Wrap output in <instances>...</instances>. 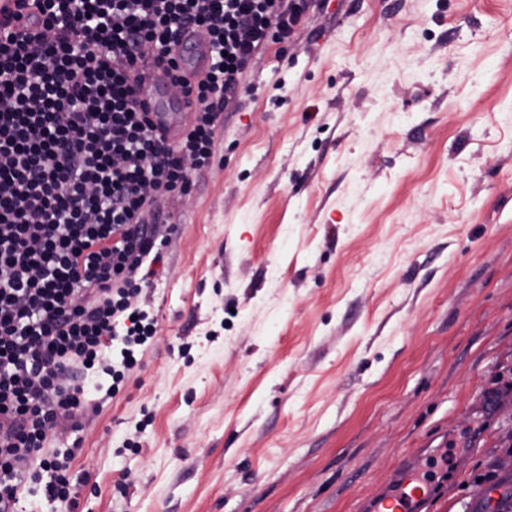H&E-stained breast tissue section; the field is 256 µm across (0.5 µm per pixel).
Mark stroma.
I'll list each match as a JSON object with an SVG mask.
<instances>
[{"label":"stroma","instance_id":"stroma-1","mask_svg":"<svg viewBox=\"0 0 512 512\" xmlns=\"http://www.w3.org/2000/svg\"><path fill=\"white\" fill-rule=\"evenodd\" d=\"M78 432L73 512H423L512 493V0H322L250 68ZM492 471L496 490L478 482ZM418 462L415 454L404 453L391 476V489L366 499L361 512H421L431 482L422 475Z\"/></svg>","mask_w":512,"mask_h":512}]
</instances>
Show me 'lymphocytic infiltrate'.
<instances>
[{
	"mask_svg": "<svg viewBox=\"0 0 512 512\" xmlns=\"http://www.w3.org/2000/svg\"><path fill=\"white\" fill-rule=\"evenodd\" d=\"M317 5L0 0V512H19L45 472V497L73 505L68 462L49 445L59 427L98 414L88 372L104 369L119 391L156 333L129 274L151 282L163 260L173 227L157 200L211 169L250 64ZM185 28L207 39L211 63L172 143L148 121L138 80L148 60L178 71L172 46Z\"/></svg>",
	"mask_w": 512,
	"mask_h": 512,
	"instance_id": "f902f5d3",
	"label": "lymphocytic infiltrate"
}]
</instances>
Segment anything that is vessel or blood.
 <instances>
[{"label": "vessel or blood", "instance_id": "b4317fda", "mask_svg": "<svg viewBox=\"0 0 512 512\" xmlns=\"http://www.w3.org/2000/svg\"><path fill=\"white\" fill-rule=\"evenodd\" d=\"M173 52L182 58L181 77L185 83H194L209 67L210 46L195 31H184ZM169 83L166 70L151 68L149 78L139 88V98L147 105L156 131L174 141L188 128L194 100L187 94L175 101L165 99L164 91ZM390 484L387 492L366 499L361 512H419L431 490L416 455L410 452L402 455Z\"/></svg>", "mask_w": 512, "mask_h": 512}]
</instances>
